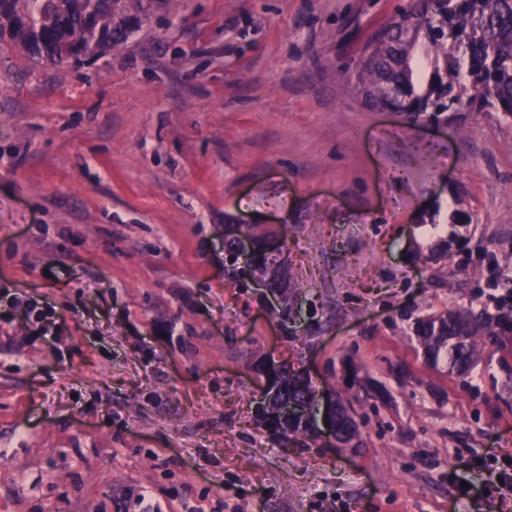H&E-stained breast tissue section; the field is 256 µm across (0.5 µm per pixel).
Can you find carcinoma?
Returning a JSON list of instances; mask_svg holds the SVG:
<instances>
[{"instance_id": "obj_1", "label": "carcinoma", "mask_w": 512, "mask_h": 512, "mask_svg": "<svg viewBox=\"0 0 512 512\" xmlns=\"http://www.w3.org/2000/svg\"><path fill=\"white\" fill-rule=\"evenodd\" d=\"M123 0H0V34L37 60L76 64L80 48L102 50L125 38ZM406 24H388L359 60L355 85L364 103L415 121H448L450 112L512 117V0H411ZM427 359L465 372L474 337L490 324L470 312L423 318L415 328ZM273 402H306L310 385L283 374Z\"/></svg>"}]
</instances>
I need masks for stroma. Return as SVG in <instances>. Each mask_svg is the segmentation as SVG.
<instances>
[{
  "mask_svg": "<svg viewBox=\"0 0 512 512\" xmlns=\"http://www.w3.org/2000/svg\"><path fill=\"white\" fill-rule=\"evenodd\" d=\"M127 2L81 64L0 46V293L59 326L0 305V512H512V119L363 104L406 0ZM458 310L494 328L462 374L414 333ZM268 360L359 446L276 432Z\"/></svg>",
  "mask_w": 512,
  "mask_h": 512,
  "instance_id": "1",
  "label": "stroma"
}]
</instances>
